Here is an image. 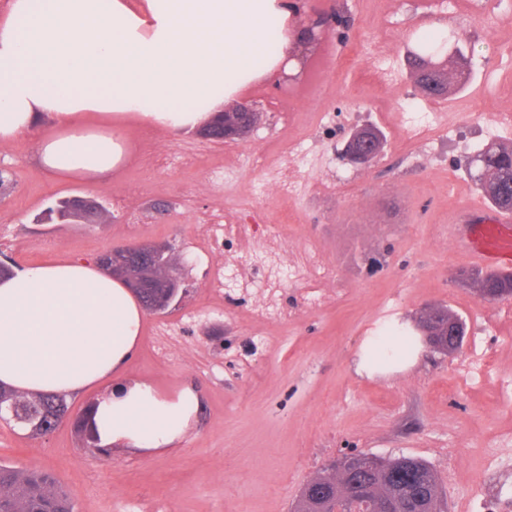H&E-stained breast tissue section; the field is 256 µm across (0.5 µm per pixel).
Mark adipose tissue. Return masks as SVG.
Instances as JSON below:
<instances>
[{"label": "adipose tissue", "instance_id": "ef3b65f1", "mask_svg": "<svg viewBox=\"0 0 512 512\" xmlns=\"http://www.w3.org/2000/svg\"><path fill=\"white\" fill-rule=\"evenodd\" d=\"M287 0H13L0 17V144L35 130L61 177L121 166L133 120L191 129L242 89L298 73ZM142 311L98 265L60 260L0 280V385L71 394L111 376L134 350ZM192 390L117 385L102 445L159 449L183 437Z\"/></svg>", "mask_w": 512, "mask_h": 512}]
</instances>
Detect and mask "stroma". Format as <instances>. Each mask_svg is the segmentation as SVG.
I'll return each mask as SVG.
<instances>
[{
    "label": "stroma",
    "instance_id": "stroma-1",
    "mask_svg": "<svg viewBox=\"0 0 512 512\" xmlns=\"http://www.w3.org/2000/svg\"><path fill=\"white\" fill-rule=\"evenodd\" d=\"M330 10L340 24L310 48L323 71L247 89L242 98L258 120L238 141L213 143L201 125L174 134L132 123L122 129L130 159L105 180L53 177L32 134L0 147L12 185L0 195V259L94 262L114 247L167 243L185 281L166 313H144L128 363L71 396L70 421L39 438L0 421V463L49 472L76 512H292L309 480L353 454L425 460L445 512H512L484 467L494 457L512 481V299L481 298L471 280L478 265L448 242L453 213L484 201L469 176L477 148L512 137L496 121L512 114V9L471 20L426 0H301L293 27ZM431 22L460 37L471 59L467 86L441 98L419 94L407 63ZM295 86L303 93L288 119L279 100ZM365 123L383 132L385 147L356 168L339 151ZM422 131L432 142L418 156ZM298 139L306 148L295 155ZM146 149L196 154L200 164L145 174ZM250 152L264 157L261 167L245 164ZM287 177L293 191L283 195ZM66 196L107 214L39 222ZM214 208L235 215L247 237H204L198 219ZM281 217L284 237L271 239L265 228ZM291 247L317 252L333 269L337 290L320 305L304 283L284 281L275 293L280 320L261 321L252 295L216 287L212 257L261 280ZM428 306L465 320L458 354L424 349L407 367L358 374L369 338L392 327L415 335ZM117 383H146L164 396L193 388L198 408L184 437L165 450L90 453L73 419Z\"/></svg>",
    "mask_w": 512,
    "mask_h": 512
}]
</instances>
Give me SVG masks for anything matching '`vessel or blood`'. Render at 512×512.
Wrapping results in <instances>:
<instances>
[{
	"mask_svg": "<svg viewBox=\"0 0 512 512\" xmlns=\"http://www.w3.org/2000/svg\"><path fill=\"white\" fill-rule=\"evenodd\" d=\"M448 238L457 252L480 266L512 269V210L464 205L448 226Z\"/></svg>",
	"mask_w": 512,
	"mask_h": 512,
	"instance_id": "vessel-or-blood-1",
	"label": "vessel or blood"
}]
</instances>
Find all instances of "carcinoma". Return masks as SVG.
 I'll list each match as a JSON object with an SVG mask.
<instances>
[{
  "label": "carcinoma",
  "mask_w": 512,
  "mask_h": 512,
  "mask_svg": "<svg viewBox=\"0 0 512 512\" xmlns=\"http://www.w3.org/2000/svg\"><path fill=\"white\" fill-rule=\"evenodd\" d=\"M475 161L480 167L474 180L482 195L491 203L511 206L512 144L486 146L478 151ZM178 272L180 267L174 258L168 268L160 269L140 254L122 257L115 267V274L133 289L142 306L153 313H163L171 306L172 286L163 288L160 280ZM69 409L67 398L61 395L26 396L20 403V421L14 425L35 437L44 436L69 417ZM110 423V414L94 403L74 421V426L90 447L98 444V428ZM412 468L419 477V485L412 492L393 479L395 467L390 461L360 470L354 478L368 487L374 500L391 504L393 512H443L441 488L434 470L417 458L412 459ZM348 485L347 478H339L333 469H326L315 478L312 494L299 497L296 512H334L340 503L336 490ZM0 512H76V508L50 474L40 469L21 471L0 464Z\"/></svg>",
  "instance_id": "carcinoma-1"
}]
</instances>
